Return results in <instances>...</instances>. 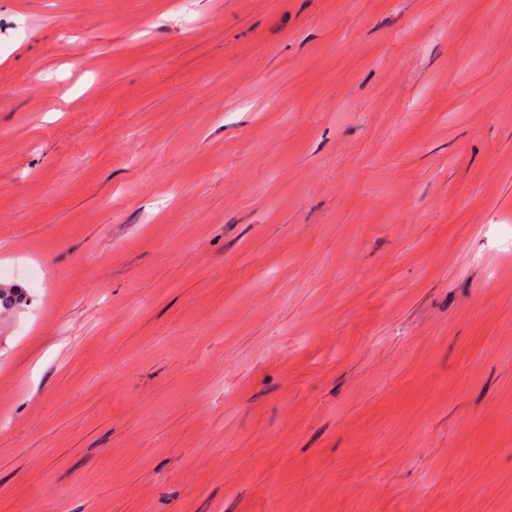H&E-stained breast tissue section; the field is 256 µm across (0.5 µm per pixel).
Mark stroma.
<instances>
[{
    "label": "stroma",
    "instance_id": "1",
    "mask_svg": "<svg viewBox=\"0 0 512 512\" xmlns=\"http://www.w3.org/2000/svg\"><path fill=\"white\" fill-rule=\"evenodd\" d=\"M0 512H512V0H0Z\"/></svg>",
    "mask_w": 512,
    "mask_h": 512
}]
</instances>
